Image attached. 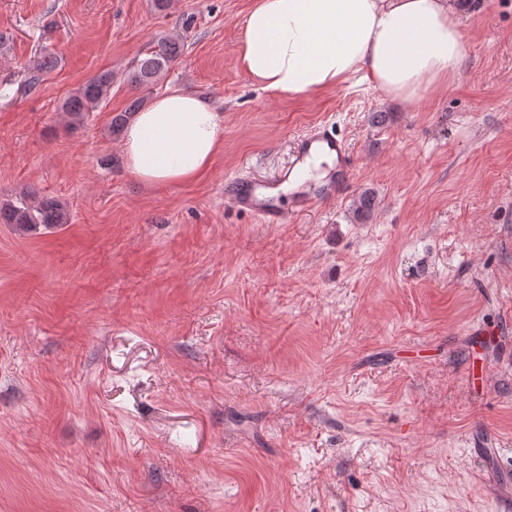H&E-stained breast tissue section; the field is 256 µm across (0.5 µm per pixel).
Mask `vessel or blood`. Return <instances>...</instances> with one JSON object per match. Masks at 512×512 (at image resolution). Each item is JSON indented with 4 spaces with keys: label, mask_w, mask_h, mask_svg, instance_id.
<instances>
[{
    "label": "vessel or blood",
    "mask_w": 512,
    "mask_h": 512,
    "mask_svg": "<svg viewBox=\"0 0 512 512\" xmlns=\"http://www.w3.org/2000/svg\"><path fill=\"white\" fill-rule=\"evenodd\" d=\"M315 152H324L332 157L335 178L323 181L313 188L298 190L286 201L281 198L278 184H257L234 178L224 185L227 202L238 211L258 216L263 223L284 224L288 221L289 213L305 211L319 201H336L352 177L355 161L348 141L332 125H317L296 139L293 159L282 179L290 181ZM480 454L485 458L488 469L495 474L499 493H511L512 475L500 470L499 449L484 448Z\"/></svg>",
    "instance_id": "obj_1"
}]
</instances>
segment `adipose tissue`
Returning <instances> with one entry per match:
<instances>
[{
	"mask_svg": "<svg viewBox=\"0 0 512 512\" xmlns=\"http://www.w3.org/2000/svg\"><path fill=\"white\" fill-rule=\"evenodd\" d=\"M460 24L459 0H255L238 63L280 96L358 76L407 100L459 75ZM223 147L220 113L179 89L136 113L120 143L128 173L144 185L196 181Z\"/></svg>",
	"mask_w": 512,
	"mask_h": 512,
	"instance_id": "1",
	"label": "adipose tissue"
}]
</instances>
